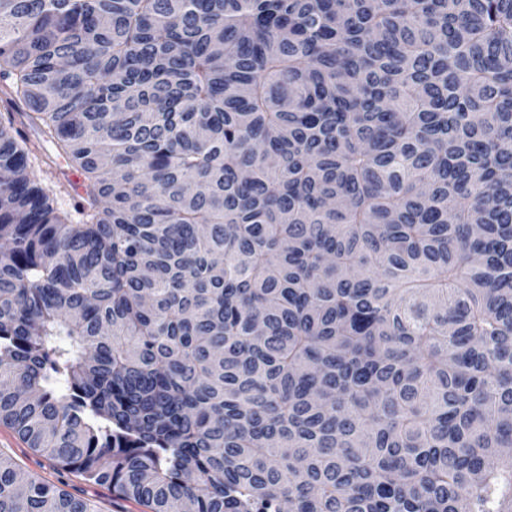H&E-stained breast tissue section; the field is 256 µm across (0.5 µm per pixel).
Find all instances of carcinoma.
I'll return each instance as SVG.
<instances>
[{
    "label": "carcinoma",
    "instance_id": "1",
    "mask_svg": "<svg viewBox=\"0 0 512 512\" xmlns=\"http://www.w3.org/2000/svg\"><path fill=\"white\" fill-rule=\"evenodd\" d=\"M0 80L1 424L151 512H512V0H0ZM42 147V158L48 165L36 160L34 171L47 187L54 189L56 206L77 216L74 208L78 202L83 201V177L68 159L57 156L50 143L43 142ZM74 177L77 178L76 183Z\"/></svg>",
    "mask_w": 512,
    "mask_h": 512
}]
</instances>
